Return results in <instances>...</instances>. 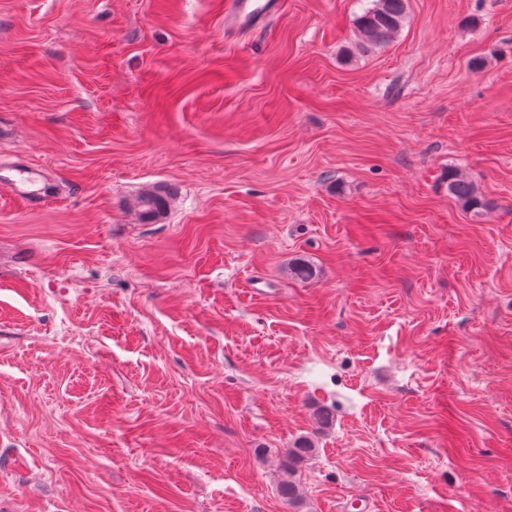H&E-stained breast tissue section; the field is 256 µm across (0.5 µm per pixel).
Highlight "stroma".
<instances>
[{"mask_svg":"<svg viewBox=\"0 0 512 512\" xmlns=\"http://www.w3.org/2000/svg\"><path fill=\"white\" fill-rule=\"evenodd\" d=\"M371 4L0 0V512H512V0ZM225 4L240 26L250 23L257 15L280 10V0H263L257 4H252L250 0H228ZM408 0H373L357 19L358 46H383L403 27L407 19ZM448 193L465 210L479 212L487 208V203L479 192L476 181L471 177L449 173ZM160 189H148L138 197V205L143 219H150L160 214L163 197ZM315 450L312 436L299 437L293 444V448L288 451L284 469L288 471V479L279 484V495L288 502L289 505H295L300 500L299 487L292 478L294 467L301 461L312 456Z\"/></svg>","mask_w":512,"mask_h":512,"instance_id":"stroma-1","label":"stroma"}]
</instances>
